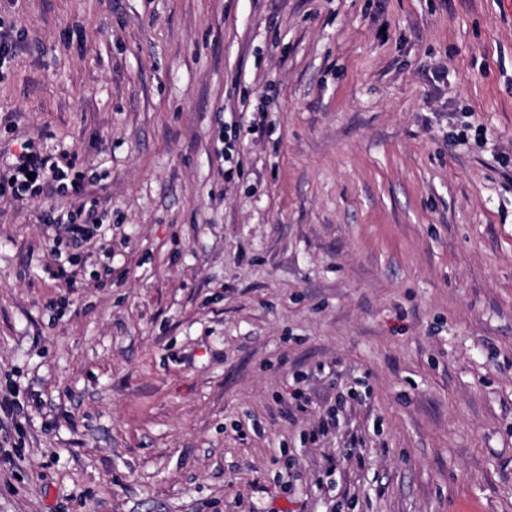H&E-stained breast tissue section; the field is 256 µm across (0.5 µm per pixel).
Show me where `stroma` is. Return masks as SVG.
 I'll return each mask as SVG.
<instances>
[{"label": "stroma", "instance_id": "1", "mask_svg": "<svg viewBox=\"0 0 512 512\" xmlns=\"http://www.w3.org/2000/svg\"><path fill=\"white\" fill-rule=\"evenodd\" d=\"M0 21V512H512V0ZM71 162L64 163L56 160L52 154L38 153L33 149L31 142L25 141L20 145V153L16 161L8 164L10 176L0 183L1 190H11V194L20 200L37 195L52 197L55 194L70 193L75 197L84 194L83 181L78 178L70 180L69 185L64 182L68 180V172ZM35 173V178L28 179L27 173ZM81 217L82 209L68 211L67 214L51 216V224L55 226L59 242L66 237L78 245L90 238L98 224L95 221L91 223L92 225L89 224L88 219H91V214L83 222H78V219H81Z\"/></svg>", "mask_w": 512, "mask_h": 512}]
</instances>
